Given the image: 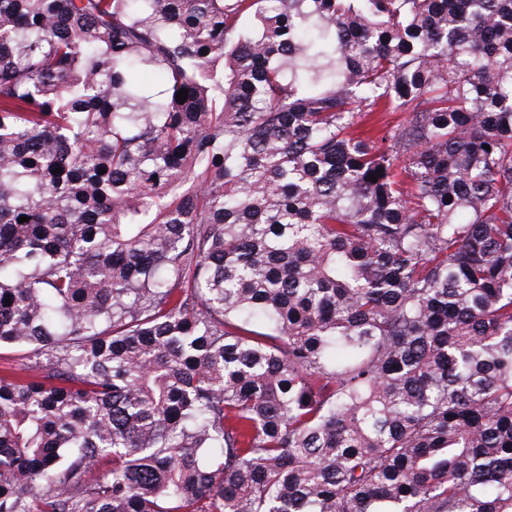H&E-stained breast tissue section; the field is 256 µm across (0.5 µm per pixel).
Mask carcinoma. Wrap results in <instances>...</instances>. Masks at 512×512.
I'll use <instances>...</instances> for the list:
<instances>
[{"label": "carcinoma", "instance_id": "obj_1", "mask_svg": "<svg viewBox=\"0 0 512 512\" xmlns=\"http://www.w3.org/2000/svg\"><path fill=\"white\" fill-rule=\"evenodd\" d=\"M1 347L0 512H512V0H0ZM45 361V357L36 358L26 348L5 347L0 350V373L5 367L21 366L29 367L30 375H37L39 371L36 368L43 365Z\"/></svg>", "mask_w": 512, "mask_h": 512}]
</instances>
